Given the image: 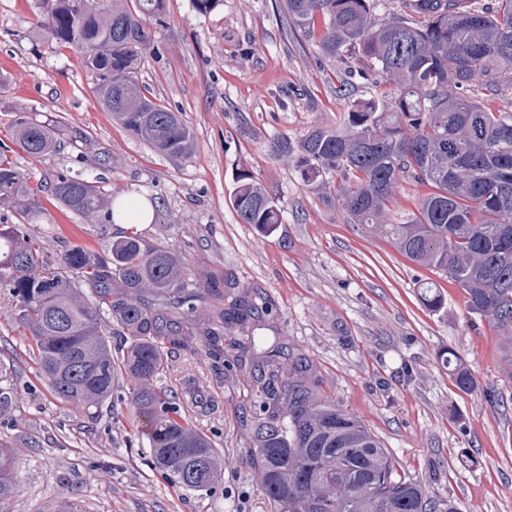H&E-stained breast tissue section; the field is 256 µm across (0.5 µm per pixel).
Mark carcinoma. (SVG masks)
<instances>
[{"label":"carcinoma","instance_id":"1","mask_svg":"<svg viewBox=\"0 0 512 512\" xmlns=\"http://www.w3.org/2000/svg\"><path fill=\"white\" fill-rule=\"evenodd\" d=\"M39 0L38 26L61 44L84 49L95 92L112 120L168 157L191 153L194 136L178 113L148 98L133 77L146 41L142 21L161 18L165 0ZM376 0H288V17L306 28L321 17L324 56H348L394 86L392 102L349 101L335 127L314 126L297 143L273 142L294 159L307 186L326 174L355 223L385 235L411 261L438 268L468 295L469 312L489 316L512 335V112H495L466 95L480 77L492 96L512 88V0L487 12L456 0H423L425 12L376 24ZM16 144L31 157L55 150L73 131L22 114L12 121ZM428 188L407 221L385 211L398 178ZM68 211L112 223L115 197L95 182L59 176L43 186ZM28 175L0 154V208L36 218L39 203ZM233 207L263 237L281 224L279 199L247 169L235 177ZM224 279L195 273L175 250L136 235L114 237L103 253L68 247L54 265L21 224L0 226V289L15 301L14 317L54 394L77 406L112 397L117 376L133 385L135 430L153 448V464L186 491L212 490L222 479L215 444L180 414L175 396L157 386L172 350L202 343L216 359L265 396L251 417L250 464L275 512H437L418 483L401 477L387 449L354 416L310 382L311 361L281 337L254 330L265 301L224 295ZM432 309L443 304L434 282L421 285ZM106 308L128 346L112 348L99 310ZM244 340L224 352V332ZM448 368L457 387L474 377L453 351ZM14 459L0 450V501L14 492Z\"/></svg>","mask_w":512,"mask_h":512}]
</instances>
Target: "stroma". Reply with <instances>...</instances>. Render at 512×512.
I'll return each instance as SVG.
<instances>
[{
	"mask_svg": "<svg viewBox=\"0 0 512 512\" xmlns=\"http://www.w3.org/2000/svg\"><path fill=\"white\" fill-rule=\"evenodd\" d=\"M37 12L35 0H0V74L11 81L0 99V153L34 186L77 175L114 196L148 199L154 217L135 226L137 236L176 250L189 270L263 294L272 308L265 335L310 359L322 395L378 438L402 476L459 512H512V341L470 314L465 291L446 273L353 223L271 151L274 139L295 142L312 126L335 125L349 100L384 93L381 77L350 57H325L323 21L294 26L287 0H223L207 14L192 0H166L162 20L145 24L134 76L194 134L192 153L173 159L113 122L84 52L38 34ZM18 112L79 136L31 157L10 135ZM242 168L280 200L283 222L272 236L235 213ZM39 200L41 216L26 230L46 262L73 244L101 252L123 232L88 223L48 193ZM428 281L444 295L441 309L420 299ZM13 313L12 297L0 291V368L12 388L0 445L17 462L0 512H270L249 465L253 429L243 416L262 396L225 374L205 347L172 354L159 384L226 460L212 494L176 489L154 469L148 441L133 434L126 378L97 409L55 396ZM450 350L474 373L473 391H461L443 364Z\"/></svg>",
	"mask_w": 512,
	"mask_h": 512,
	"instance_id": "obj_1",
	"label": "stroma"
}]
</instances>
